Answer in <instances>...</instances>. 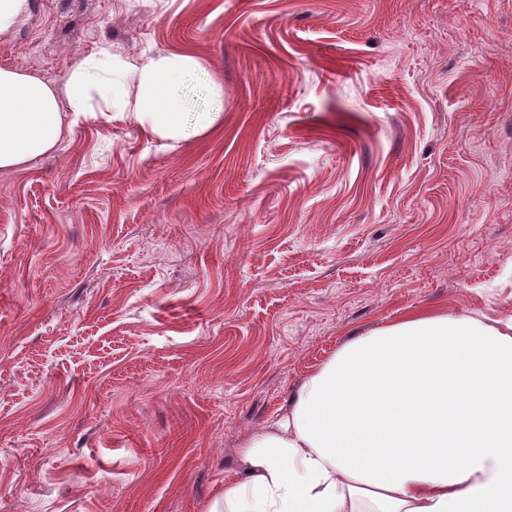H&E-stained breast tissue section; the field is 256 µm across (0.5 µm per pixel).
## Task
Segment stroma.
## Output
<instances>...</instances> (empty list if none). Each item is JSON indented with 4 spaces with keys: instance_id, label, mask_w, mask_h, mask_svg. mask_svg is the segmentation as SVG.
<instances>
[{
    "instance_id": "obj_1",
    "label": "stroma",
    "mask_w": 512,
    "mask_h": 512,
    "mask_svg": "<svg viewBox=\"0 0 512 512\" xmlns=\"http://www.w3.org/2000/svg\"><path fill=\"white\" fill-rule=\"evenodd\" d=\"M30 3L0 67L191 51L224 120L0 172V512H209L349 339L512 317V0Z\"/></svg>"
}]
</instances>
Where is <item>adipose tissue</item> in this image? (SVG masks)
<instances>
[{
    "instance_id": "adipose-tissue-1",
    "label": "adipose tissue",
    "mask_w": 512,
    "mask_h": 512,
    "mask_svg": "<svg viewBox=\"0 0 512 512\" xmlns=\"http://www.w3.org/2000/svg\"><path fill=\"white\" fill-rule=\"evenodd\" d=\"M117 82L131 88L124 111L158 140L223 119L224 88L190 52L131 64L104 46L61 88L0 67V172L55 151L65 117L92 116ZM241 463L210 512H512V319L416 310L349 340Z\"/></svg>"
}]
</instances>
